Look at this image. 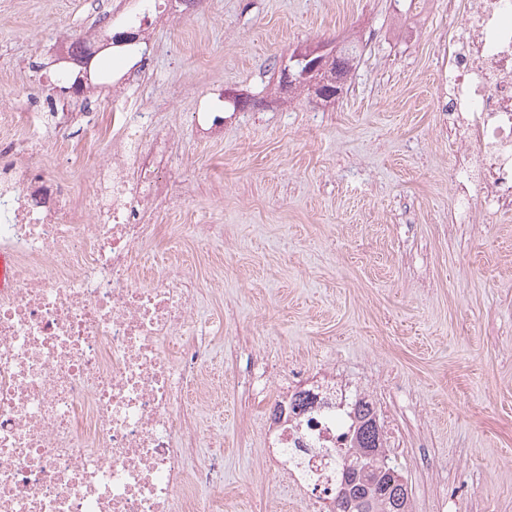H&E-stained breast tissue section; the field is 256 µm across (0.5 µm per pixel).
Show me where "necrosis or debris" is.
Listing matches in <instances>:
<instances>
[{
    "mask_svg": "<svg viewBox=\"0 0 512 512\" xmlns=\"http://www.w3.org/2000/svg\"><path fill=\"white\" fill-rule=\"evenodd\" d=\"M447 120L458 181L489 213L512 211V0H470L448 42ZM157 99L112 112V156L72 191L0 138V512H219L215 461L194 462L198 371L210 321L194 318L191 268H157L155 210L171 132ZM311 409L269 441L313 488L336 482L346 391L313 384Z\"/></svg>",
    "mask_w": 512,
    "mask_h": 512,
    "instance_id": "obj_1",
    "label": "necrosis or debris"
}]
</instances>
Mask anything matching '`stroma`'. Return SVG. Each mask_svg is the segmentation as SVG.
I'll return each instance as SVG.
<instances>
[{"label": "stroma", "instance_id": "1", "mask_svg": "<svg viewBox=\"0 0 512 512\" xmlns=\"http://www.w3.org/2000/svg\"><path fill=\"white\" fill-rule=\"evenodd\" d=\"M112 0H0V132L42 141L47 168L80 186L112 151L107 113L69 92L75 38L100 42ZM142 34L152 50L133 96L178 90L159 115L181 166L162 204L217 329L203 369L196 457L219 460L224 512H308L265 424L297 378H336L372 402L412 512H512V214L465 218L448 153V0H172ZM357 42L342 94L281 93L300 45ZM109 49L90 91L112 97L127 66ZM255 95L234 111L226 92ZM61 100L90 121L38 128L17 112ZM221 121L201 139L197 115ZM266 373L263 396L244 377Z\"/></svg>", "mask_w": 512, "mask_h": 512}]
</instances>
